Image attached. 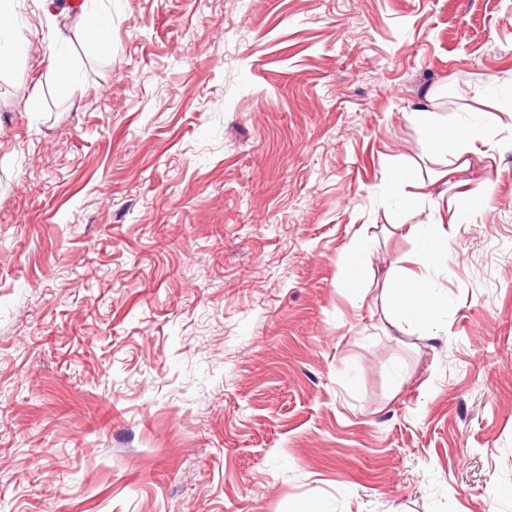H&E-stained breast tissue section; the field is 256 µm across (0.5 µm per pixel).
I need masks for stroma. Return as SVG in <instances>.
Here are the masks:
<instances>
[{"label":"stroma","instance_id":"obj_1","mask_svg":"<svg viewBox=\"0 0 512 512\" xmlns=\"http://www.w3.org/2000/svg\"><path fill=\"white\" fill-rule=\"evenodd\" d=\"M96 10L0 62V512H512V0ZM85 47L91 53L112 51V43L107 33L106 24L104 20L96 14L91 16ZM420 121L427 136L434 142L437 151L445 150L448 154H454L464 143L473 139L469 130L441 129L434 126L426 112L420 113ZM434 224L414 225L410 228V233L419 237L422 263L425 268H431L448 264V250L445 246L448 240V232L445 230H436ZM401 320L420 330L435 325L445 307L444 299L425 276L400 282L395 294Z\"/></svg>","mask_w":512,"mask_h":512}]
</instances>
